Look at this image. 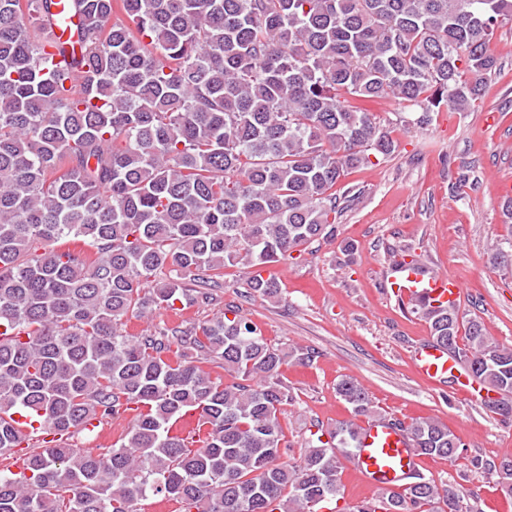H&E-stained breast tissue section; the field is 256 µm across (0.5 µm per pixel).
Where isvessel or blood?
Returning a JSON list of instances; mask_svg holds the SVG:
<instances>
[{
    "label": "vessel or blood",
    "mask_w": 512,
    "mask_h": 512,
    "mask_svg": "<svg viewBox=\"0 0 512 512\" xmlns=\"http://www.w3.org/2000/svg\"><path fill=\"white\" fill-rule=\"evenodd\" d=\"M389 279L397 297L405 303L453 307L462 299L463 289L458 282L431 273L420 261L407 259L391 266ZM413 364L427 384L454 377L462 389L474 386L463 374L458 359L438 346L425 344L415 350ZM418 466L413 441L406 432L381 420L369 421L362 427L352 467L364 484L376 488L401 487L413 478Z\"/></svg>",
    "instance_id": "b4317fda"
}]
</instances>
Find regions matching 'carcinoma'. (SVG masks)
Returning a JSON list of instances; mask_svg holds the SVG:
<instances>
[{
    "mask_svg": "<svg viewBox=\"0 0 512 512\" xmlns=\"http://www.w3.org/2000/svg\"><path fill=\"white\" fill-rule=\"evenodd\" d=\"M55 6L0 0V458L26 441L15 413L67 438L93 420L131 425L110 448L42 441L22 471L0 472V512H139L150 498L179 512H311L338 498L358 426L338 423L325 442L319 426L288 455L281 415L296 396L282 369L314 352L228 317L226 270L278 297L265 268L335 239L336 184L399 147L358 102L394 99L419 126L468 111L499 67L490 42L512 0ZM118 6L125 20L107 25ZM178 303L217 312L124 329ZM416 311L511 421L512 348L455 307ZM336 394L379 417L356 380ZM190 411L198 428L184 437ZM393 425L423 456H457L435 420ZM485 469L512 492V460ZM352 512H460V497L419 476Z\"/></svg>",
    "mask_w": 512,
    "mask_h": 512,
    "instance_id": "cac0c4a2",
    "label": "carcinoma"
}]
</instances>
